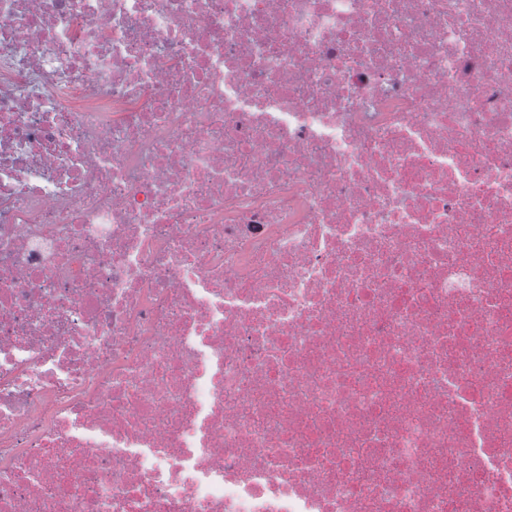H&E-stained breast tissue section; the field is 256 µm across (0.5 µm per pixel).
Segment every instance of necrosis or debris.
<instances>
[{
	"instance_id": "4bbe7bcc",
	"label": "necrosis or debris",
	"mask_w": 512,
	"mask_h": 512,
	"mask_svg": "<svg viewBox=\"0 0 512 512\" xmlns=\"http://www.w3.org/2000/svg\"><path fill=\"white\" fill-rule=\"evenodd\" d=\"M0 512H512V0H0Z\"/></svg>"
}]
</instances>
